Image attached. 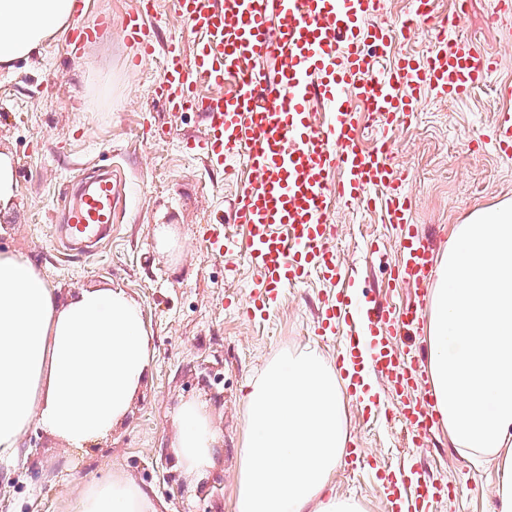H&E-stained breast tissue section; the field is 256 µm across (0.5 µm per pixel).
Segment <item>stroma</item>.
Here are the masks:
<instances>
[{
  "label": "stroma",
  "instance_id": "1",
  "mask_svg": "<svg viewBox=\"0 0 512 512\" xmlns=\"http://www.w3.org/2000/svg\"><path fill=\"white\" fill-rule=\"evenodd\" d=\"M87 3L71 24L111 18L112 32L100 43L74 54L66 40L51 39L0 67V153L12 158L17 184L12 202L0 207V251L33 262L63 300L84 288L123 289L152 333V368L127 418L94 447L72 449L30 427L17 453L0 459V512H69L83 487L115 473L148 488L160 512H229L245 384L286 353L309 350L335 364L343 337L323 340L314 330L320 307L341 290L363 305H406L413 290L389 277L401 229L378 203L337 204L330 244L342 280L309 277L260 322L226 307V294L246 296L256 273L243 252L211 254L202 231L225 219L254 176L244 166L225 175L187 153V140L204 132L203 114L172 115L155 96L162 51L186 36V25L172 0H158L152 36L159 52L141 61L121 29L137 0ZM451 33L495 56L497 70L462 101L423 87L414 116L393 131V167L408 177L409 220L437 257L471 213L512 204V162L502 161L493 144L499 113L512 112V16H496L493 0H469ZM161 127L171 134L155 139ZM103 171L119 183L123 200L107 238L84 255L68 243L63 214L79 187ZM368 379L380 411L346 401L347 441L363 462L339 465L330 493L357 500L364 512H391L386 478L415 463L455 488L430 512H495V458L461 455L439 426L424 446H413L395 391L377 374ZM189 401L207 403L221 438L199 478L184 473L172 448L175 416Z\"/></svg>",
  "mask_w": 512,
  "mask_h": 512
}]
</instances>
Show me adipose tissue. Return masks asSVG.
<instances>
[{"mask_svg": "<svg viewBox=\"0 0 512 512\" xmlns=\"http://www.w3.org/2000/svg\"><path fill=\"white\" fill-rule=\"evenodd\" d=\"M72 0H0V65L60 35ZM439 422L463 454L500 461L499 512H512V205L475 211L448 237L427 327ZM140 307L112 288L59 301L28 260L0 252V453L39 425L74 448L126 417L151 371ZM245 432L230 512H362L326 495L346 441L335 370L312 353L268 363L243 396ZM175 453L201 474L219 442L205 404H184ZM70 512H157L123 475L91 483Z\"/></svg>", "mask_w": 512, "mask_h": 512, "instance_id": "adipose-tissue-1", "label": "adipose tissue"}]
</instances>
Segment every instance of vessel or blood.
<instances>
[{
  "label": "vessel or blood",
  "instance_id": "1",
  "mask_svg": "<svg viewBox=\"0 0 512 512\" xmlns=\"http://www.w3.org/2000/svg\"><path fill=\"white\" fill-rule=\"evenodd\" d=\"M377 2L174 0L193 36V50L185 52L180 39L171 41L155 94L172 114L203 113L205 131L193 141L192 151L217 165L242 151L257 176L232 210L233 223L246 228L242 244H235L220 224L202 233L216 255L241 246L255 270L254 288L238 303L247 319H265L285 290L303 284L311 273L330 281L340 277L329 244L334 233L330 203L364 202L376 189L390 223L403 230L393 281L416 290L430 281L433 257L409 222L410 199L392 165L390 135L382 133L377 147L364 148L353 103L364 101L372 114L390 121L414 111L425 85L451 99L467 96L497 61L472 41L449 39L454 19L432 22L431 0H415L411 19L429 24L433 50L423 57L399 54L392 66L378 71L377 58L402 33L378 19ZM154 10L155 0H138L123 22L124 39L142 59L156 52L145 23ZM111 28V19L101 18L95 26L73 29L70 42L82 50ZM273 52L280 65L272 78L261 80L257 68ZM228 80L235 89L225 96L205 98L197 92L200 85L220 86ZM317 105L325 111L320 123L314 120ZM494 146L504 161L512 162V114L499 116ZM333 171L338 179H330ZM117 193L111 176L91 181L66 211L68 234L83 240L108 230ZM423 307L419 298L395 312L374 304L361 308L356 322L353 303L343 295L325 303L317 320L318 335L346 338L336 369L349 396L363 399L364 368L385 377L401 397L399 415L416 446L435 422L434 395L431 389H418L419 361L399 352L393 341L418 328ZM409 486L412 512H425L441 492L417 470L411 471Z\"/></svg>",
  "mask_w": 512,
  "mask_h": 512
}]
</instances>
